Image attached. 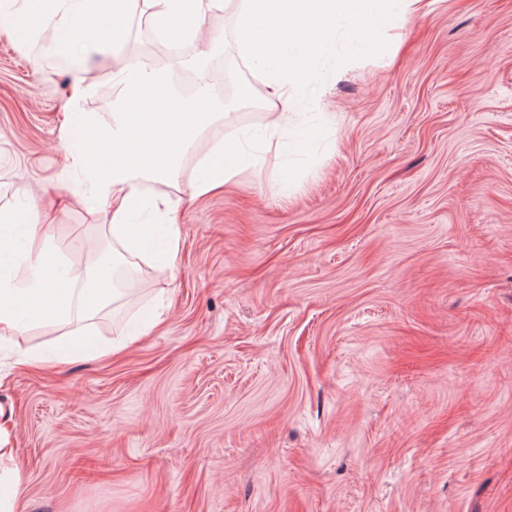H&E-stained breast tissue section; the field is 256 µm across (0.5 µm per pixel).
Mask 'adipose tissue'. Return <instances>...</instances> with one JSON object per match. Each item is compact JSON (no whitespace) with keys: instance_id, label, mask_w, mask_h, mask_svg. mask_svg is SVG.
Returning a JSON list of instances; mask_svg holds the SVG:
<instances>
[{"instance_id":"adipose-tissue-1","label":"adipose tissue","mask_w":512,"mask_h":512,"mask_svg":"<svg viewBox=\"0 0 512 512\" xmlns=\"http://www.w3.org/2000/svg\"><path fill=\"white\" fill-rule=\"evenodd\" d=\"M420 0H240L237 44L240 53L256 59L265 69L270 95L288 101L290 92L305 81L308 58L292 54L288 66L277 63V55L291 47L330 42L332 21L344 16L355 27L382 26L405 18ZM222 0H143L150 27L158 33L178 37L194 35L205 16L220 7ZM126 23V0H48V6L32 21L37 28H54L90 43L106 24L121 29ZM273 30L272 41L260 38ZM124 104L111 114L84 116V144L73 147L71 157L82 169L92 194L111 210L112 264L103 267L100 279L111 277L112 266L151 258L174 265L180 251L176 224L147 226L131 223L133 211L150 207L158 216L174 211L164 196L147 199L142 188L146 178L168 177L180 164L200 132L223 118L224 104L215 102L206 87L190 96L179 93L169 74L128 64L118 73ZM149 91L148 111H134L141 91ZM244 144L231 140L215 148L203 175L192 189L201 196L223 186L235 174L227 157L243 152ZM111 157L102 169L103 157ZM28 285L15 287L0 278V331L20 332L31 326H51L80 318L79 336L89 335L87 320L124 292L78 287V274L67 267L59 245L44 241L31 247L27 257Z\"/></svg>"}]
</instances>
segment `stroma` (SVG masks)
Returning a JSON list of instances; mask_svg holds the SVG:
<instances>
[{
  "mask_svg": "<svg viewBox=\"0 0 512 512\" xmlns=\"http://www.w3.org/2000/svg\"><path fill=\"white\" fill-rule=\"evenodd\" d=\"M237 4L211 11L179 90L233 103L148 194L178 203L175 269L92 320L106 354L22 364L70 325L0 336V426L27 485L17 512H512V0H425L396 43L336 23L309 51L314 96L289 106L236 45ZM0 18V217L32 212L66 261L112 251L110 209L84 194L66 131L116 109L113 74L156 36L136 14L85 89L45 63L50 30ZM303 124L288 151L202 159ZM149 336L111 354L129 324ZM241 152H245L241 140H230L216 147L206 163L203 175L192 186L195 195L208 194L228 182L236 172L231 165L226 163V157Z\"/></svg>",
  "mask_w": 512,
  "mask_h": 512,
  "instance_id": "obj_1",
  "label": "stroma"
}]
</instances>
